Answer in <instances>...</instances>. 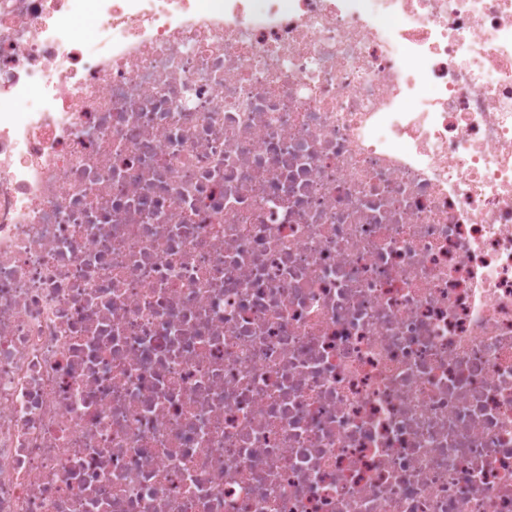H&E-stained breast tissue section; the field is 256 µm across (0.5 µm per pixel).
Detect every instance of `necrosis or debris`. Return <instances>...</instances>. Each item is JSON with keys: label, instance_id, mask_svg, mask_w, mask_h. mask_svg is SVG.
<instances>
[{"label": "necrosis or debris", "instance_id": "1", "mask_svg": "<svg viewBox=\"0 0 512 512\" xmlns=\"http://www.w3.org/2000/svg\"><path fill=\"white\" fill-rule=\"evenodd\" d=\"M0 512H512V0H0Z\"/></svg>", "mask_w": 512, "mask_h": 512}]
</instances>
